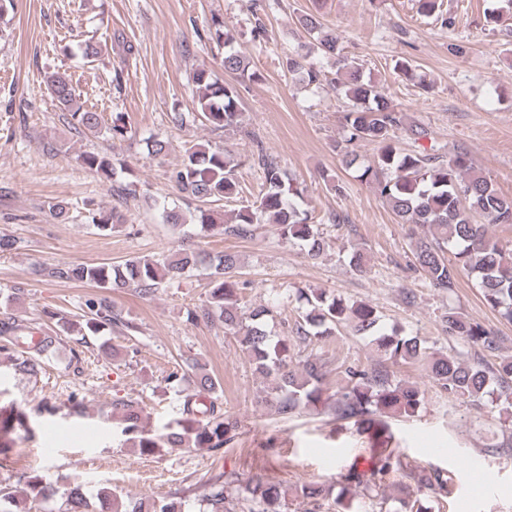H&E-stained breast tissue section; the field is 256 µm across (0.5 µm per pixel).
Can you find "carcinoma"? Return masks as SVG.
<instances>
[{"instance_id":"cac0c4a2","label":"carcinoma","mask_w":512,"mask_h":512,"mask_svg":"<svg viewBox=\"0 0 512 512\" xmlns=\"http://www.w3.org/2000/svg\"><path fill=\"white\" fill-rule=\"evenodd\" d=\"M299 24L310 34L319 33L317 49L335 68L333 77L302 54L286 57L283 67L299 75L308 86L330 81L336 92L351 102L343 115V139L336 142V154L341 156L342 164L375 191L399 223L429 227V233L414 241L412 254L415 266L431 287L452 293L465 275L474 281L485 303L511 322L512 248L489 235L488 228L491 224L512 223V197L501 194L478 173L466 153L446 157L432 145H421L420 141L429 138L428 128L422 124L405 126L404 114L391 106L377 86L364 80L359 64L343 53L340 37L321 32L315 15H301ZM208 36L224 45V71L242 81L259 79L246 57L234 49V35L225 29L224 23L213 22ZM192 81L202 123L215 130L238 124L236 85L219 80L204 67L194 72ZM44 84L74 130L93 136L100 132L98 113L84 107L66 73L50 72ZM400 131L417 147H402ZM363 141L378 145L377 155L368 162L361 160L354 150ZM77 160L100 181L112 183V194H136V182L117 180L116 164L110 156L86 152L78 155ZM256 163L261 173L256 201L241 206L234 212L233 221L226 222L223 214L210 204L235 199L243 192L236 177L237 163L227 151L217 147L196 144L187 148L172 178L189 200L198 203L192 223L205 234L241 239L253 237L256 225L262 222L274 224L282 239L299 245L310 257L319 256L325 240L303 209V189L260 144ZM48 211L59 222L71 218L70 203L65 200L48 203ZM89 214L93 228L103 236L111 235L124 222L121 213L104 206L89 209ZM347 256L354 272L367 270L365 254L358 245H349ZM199 264L210 267L211 287L207 304L187 311V319L196 323L218 320L224 324V333L232 336L249 355L257 373L271 381L270 390L261 397L267 413L287 419L303 408L320 406L331 412L334 421H352L381 440V447L374 449L375 467L368 474L354 468L348 471L345 480L350 491L346 496H336L332 512H351V498L360 493L372 500L385 501L384 478L391 472L414 482L419 492L427 488L453 494V485L440 472L424 474L414 470L404 462L400 451L391 447L395 439L392 422L414 416L423 400V392L417 386L397 378L390 369L392 364L424 367L448 400L484 406L496 415L501 430L512 428V357L490 365L482 357L466 363L450 353L430 352L416 336L399 330L380 331L379 316L370 304L348 302L323 290L305 295L307 309L303 321L294 324L291 335L273 336L267 329L273 309L239 306L237 294L247 281L243 280L238 257L231 252L212 256L184 248L163 258L136 257L118 265H70L54 269L52 275L109 291L132 287L140 296L148 297L163 283L180 278ZM87 308L82 319L75 321V326L86 335H96L106 326L134 329L104 299L88 300ZM442 322L449 335L483 353L498 349L491 330L454 308L448 309ZM346 328L355 336L370 339L380 352L382 363L372 369L340 364L345 384L328 395L324 387L326 361L310 354L293 369L294 350L311 341L313 335L329 337ZM11 361L14 370L29 375L42 369L41 362L33 356H13ZM201 369L196 361L190 367L191 373L170 374L169 381L179 384L191 379L194 388L183 403L187 418L168 425V432L160 437L143 425L134 402H120L122 433L140 454L154 453L162 442L170 448L218 451L234 440L241 428L240 421L217 407L221 383L210 374L200 373ZM35 434L25 410L13 403L0 404V468L9 462L15 438L29 439ZM290 493L306 503V512H321L328 496L326 487L317 483H299L288 491L270 482L261 470L254 472L242 488L219 474L209 479L202 499L203 512H233L234 501L238 499L243 500L242 512H288ZM56 497L63 500L64 512H84L88 506L80 483L66 477L52 482L35 475L28 478L20 491L0 484V512H34L36 504ZM95 497L107 501L110 512H183L180 501L123 499L105 485L98 487Z\"/></svg>"}]
</instances>
